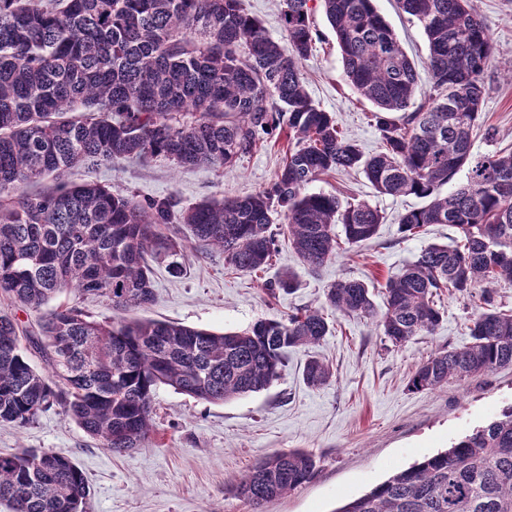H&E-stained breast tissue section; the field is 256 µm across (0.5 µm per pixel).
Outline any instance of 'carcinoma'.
I'll use <instances>...</instances> for the list:
<instances>
[{"instance_id": "carcinoma-1", "label": "carcinoma", "mask_w": 512, "mask_h": 512, "mask_svg": "<svg viewBox=\"0 0 512 512\" xmlns=\"http://www.w3.org/2000/svg\"><path fill=\"white\" fill-rule=\"evenodd\" d=\"M282 2L284 43L241 0H0V298L38 310L74 289L116 308L149 305L148 259L187 249L160 232L176 217L175 200L133 199L70 176L146 157L220 169L268 138L288 143L268 187L202 200L178 216L193 240L224 253L227 267L253 273L270 265L275 215L311 270L336 257L341 238L372 241L383 223L377 209L305 192L323 175L354 169L380 194L427 200L399 216L404 236L449 224L460 240L427 246L388 277L382 313L368 285L351 279L328 288L321 307L241 332L156 320L114 325L61 305L43 317L35 342L45 372L30 364L15 319L1 314L0 423L24 426L58 405L103 447L125 454L150 439L157 386L213 404L259 392L279 377L288 350L330 333L327 307L371 320L400 347L435 332L442 314L434 298L445 290H480L471 341L432 353L410 389L431 392L512 365V313L498 310L491 292L512 281V150L472 151L482 74L494 59L473 0H396L428 42L433 93L420 102L415 63L374 0H319L348 80L376 107L384 150L369 156L304 89L311 0ZM462 169L466 182L441 194ZM294 282L286 269L268 290L288 293ZM303 377L319 388L331 372L313 358ZM316 472L304 450L273 452L233 493L259 512ZM87 494L70 458L32 448L0 454L8 512H83ZM334 512H512V406Z\"/></svg>"}]
</instances>
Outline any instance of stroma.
<instances>
[{
  "label": "stroma",
  "instance_id": "stroma-1",
  "mask_svg": "<svg viewBox=\"0 0 512 512\" xmlns=\"http://www.w3.org/2000/svg\"><path fill=\"white\" fill-rule=\"evenodd\" d=\"M492 38L495 61L483 73L486 96L473 152L512 149V0H473ZM414 60L419 89L429 93L427 44L419 25L399 14L393 0H374ZM313 43L301 70L313 103L333 114L345 137L364 154L378 153L382 141L373 105L348 82L336 35L321 6L311 14ZM285 140H270L233 166L176 168L163 159H120L100 167L91 180L138 199L176 198L185 208L203 199L244 196L274 178ZM310 191L364 201L383 216L377 236L360 247L341 245L335 258L317 270L296 259L287 238L271 264L256 273L227 270L217 251L193 250L172 276L167 260L153 264L154 301L128 312L103 297L72 290L55 297L96 320L118 322L135 316L176 322L215 332L242 331L259 320H283L305 307L321 305L336 280L356 278L382 290L426 246L451 243L455 227L433 224L405 238L397 218L420 207L421 199L379 194L359 172L333 173L310 184ZM296 274L290 293L269 294L266 283L285 269ZM442 320L428 336L392 346L370 320L329 313L331 332L313 347L289 350L279 378L266 390L212 404L158 386L153 394L154 432L145 447L115 455L101 447L60 407L29 425H0V454L44 449L72 458L85 474V512H253L234 495L233 485L264 455L303 449L315 456L318 472L308 483L265 505L263 512H333L398 470L450 447L463 432L485 426L512 405V366L449 381L432 392L410 389L416 366L436 349L469 342L475 298L444 293L436 300ZM328 364L332 380L315 389L303 379L310 358Z\"/></svg>",
  "mask_w": 512,
  "mask_h": 512
}]
</instances>
